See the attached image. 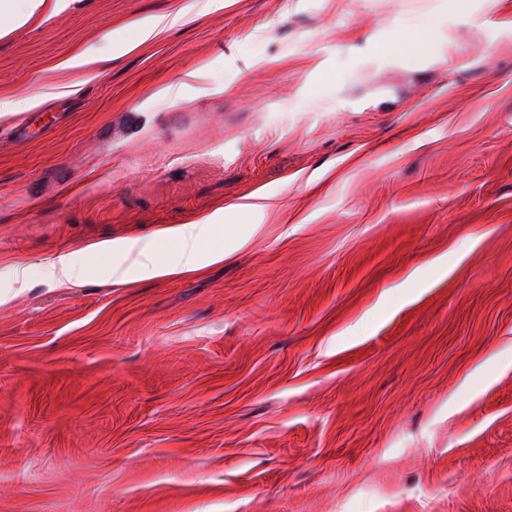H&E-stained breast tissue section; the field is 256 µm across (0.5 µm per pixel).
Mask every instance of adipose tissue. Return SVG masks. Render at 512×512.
Wrapping results in <instances>:
<instances>
[{
	"label": "adipose tissue",
	"instance_id": "obj_1",
	"mask_svg": "<svg viewBox=\"0 0 512 512\" xmlns=\"http://www.w3.org/2000/svg\"><path fill=\"white\" fill-rule=\"evenodd\" d=\"M71 0H0V37L11 26H21L36 14L59 13ZM223 211H215L199 224L162 228L158 237L171 244L167 257H159L154 243L138 239L99 240L72 251L56 253L48 263L47 274L57 286L77 288L92 274H104L116 284L136 279H152L177 273L196 272L206 265L223 261L226 253L216 242L206 243V232L222 226Z\"/></svg>",
	"mask_w": 512,
	"mask_h": 512
}]
</instances>
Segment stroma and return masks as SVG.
I'll list each match as a JSON object with an SVG mask.
<instances>
[{
	"instance_id": "35a3bbf8",
	"label": "stroma",
	"mask_w": 512,
	"mask_h": 512,
	"mask_svg": "<svg viewBox=\"0 0 512 512\" xmlns=\"http://www.w3.org/2000/svg\"><path fill=\"white\" fill-rule=\"evenodd\" d=\"M196 3L73 0L0 38V512H512V11ZM247 195L259 231L201 271L45 273L251 223ZM179 17L170 16H156L152 18H146L138 21L133 25V36L126 40L119 42H112V35L106 34L103 36L104 39L110 42L111 56L112 58L121 57L131 50H133L138 44L151 38L155 32L160 28L171 27L177 21ZM393 39L410 53L422 54L428 47L430 35L409 19L396 18L390 23ZM224 211L219 209L202 224H180L161 228L155 236L171 243L166 258L156 254L155 244L140 239L99 240L72 251L56 253L48 263L47 275L61 288H78L91 274L102 273L114 284L135 279H152L177 273L196 272L207 264L224 261L230 255L217 242L206 247L205 233L223 226ZM102 259H107L102 263ZM130 259L128 265L123 262Z\"/></svg>"
}]
</instances>
